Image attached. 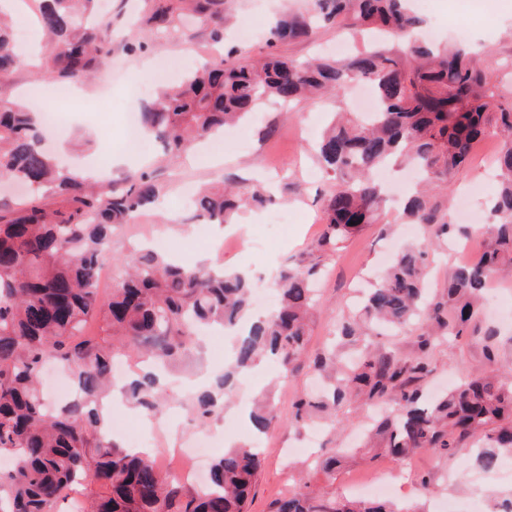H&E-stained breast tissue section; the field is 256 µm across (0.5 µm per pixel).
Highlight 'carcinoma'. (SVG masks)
Segmentation results:
<instances>
[{"mask_svg":"<svg viewBox=\"0 0 512 512\" xmlns=\"http://www.w3.org/2000/svg\"><path fill=\"white\" fill-rule=\"evenodd\" d=\"M409 0H313L306 15H290L269 32V46L308 41L322 23L352 18L378 36L374 47L343 60L301 62L276 52L253 64L235 51L218 55L200 71L161 88L142 108V127L177 153L192 140L217 135L248 117L264 99L290 105L327 99L336 106L321 134L316 157L333 177L324 194V220L317 250L333 254L366 224L384 221L386 199L373 181L374 170L407 163L418 169V189L407 201L408 223L429 233L422 245L395 254L368 289L359 314L342 322L343 336H366L378 328L402 331L422 320L418 354L403 358L365 348L356 361L342 364L317 353L310 367L329 384L321 400L299 396L292 421L305 424L319 413L337 429L338 410L348 398L383 402L391 412L371 430V447L409 459L421 450L455 448L470 437L481 441L475 464L484 472L512 459V363L493 350L496 333L477 324L481 293L491 278H512V101L496 85V68L474 63L463 44L416 45L407 37L421 24ZM96 0H40L37 22L54 45L51 73L61 79L83 77L106 54L97 27L88 23ZM213 0H200V24L223 39L224 16ZM181 14L173 4L150 17L157 27L175 26ZM25 57L0 20V76L22 68ZM367 81L377 112L370 119L347 117L342 105L349 84ZM494 136L496 190L489 219L475 229L484 236L482 252L458 265L448 277L446 296H424L426 248L440 246L455 227L438 198L441 186L465 171L474 145ZM29 193L0 208V454L14 458L0 470V512H54L73 500L86 479L101 488L79 512H248L261 456L247 443L235 444L212 462L207 483L188 486L165 473L151 455H136L103 436L100 408L111 391L116 357H149L177 367L189 359V344L200 327L234 329V359L211 385L190 401L195 419L208 422L230 399L238 376L265 356L285 369L298 361L309 341L308 322L317 305L318 264L284 270L277 286L276 310L251 319L250 279L227 269L177 262L152 248L130 252L124 279L112 293L99 295L96 274L108 252L112 228L131 224L159 197L152 177L141 173L120 188L93 183L61 163L41 145L38 119L27 105H0V178ZM267 196L253 190L243 197L233 186L206 187L196 193L195 217L209 224H233L241 207H261ZM102 334L86 333L90 318ZM487 364L441 398L428 402L419 383L432 372V342L479 333ZM53 355L71 373L75 395L59 406L39 387L44 360ZM127 401L155 416L172 395L151 369L123 386ZM276 419L267 393L249 412L255 435ZM272 512H402L388 500L334 495L317 498L298 492L277 501Z\"/></svg>","mask_w":512,"mask_h":512,"instance_id":"carcinoma-1","label":"carcinoma"}]
</instances>
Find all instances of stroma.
<instances>
[{"mask_svg": "<svg viewBox=\"0 0 512 512\" xmlns=\"http://www.w3.org/2000/svg\"><path fill=\"white\" fill-rule=\"evenodd\" d=\"M162 0H111L104 16L101 35L109 43L111 53L105 69L78 83L69 84L70 99L62 107L66 125L64 134L44 129V142L49 149L75 166L94 162L96 167L112 171L113 182L130 175L149 173L162 185L158 203L145 211L139 221L117 231L110 244L113 258V281H120L124 270L119 260L137 242L155 231H162L176 247L182 260L196 259L211 266L227 269L249 268L256 287L275 290L280 272L302 262L316 261L322 267L318 284L319 307L310 324L308 355L335 346L341 357L356 349L355 343L337 341L339 323L351 316L375 271L384 265L391 244L422 242L419 228H406L399 215H389L387 223L366 225L329 256H319L315 245L323 214L321 195L332 184L319 174L313 158V145L318 133L330 117L329 101H301L286 110L276 102L261 105L256 120L229 129L224 135V157L213 164L202 163L204 143H197L180 157L168 155L160 140L144 134L138 155L126 150L125 126L128 112L142 93L144 73L158 67L166 58L181 55L194 61L202 50L219 51L235 48L239 57L256 59L267 50L266 39L274 20L284 14L304 12L308 0H231L225 5L224 42L216 44L209 28L195 27L192 38L179 33L168 34L148 21ZM506 0H414L413 8L423 19L425 30L440 40L466 43L491 51L503 61L512 58V9ZM350 29L327 25L320 28L314 40L281 43L277 52L306 60L317 52L333 51L341 41H350ZM148 42L149 49L131 54L129 45ZM51 44L39 39L35 48L36 63L27 64L7 78L0 79V101L35 99L49 96L59 88L56 80H35L40 66L49 61ZM494 164L491 148L476 146L467 171L446 188L448 196L468 194L474 213L486 208L492 190L488 173ZM232 179L245 187L269 186L274 198L265 207L249 211V221L224 229L214 224L190 222V214L181 203V184L200 188L223 179ZM270 212H284V224L266 223ZM456 243L429 252L425 273L433 296L445 291L448 274L459 265ZM499 301L481 303L483 324L498 333L499 356L512 360V281L500 283ZM194 356L178 374L184 381L183 394H190L194 379L201 373L217 376L224 371L232 349L217 336L205 345H195ZM434 371L427 383L432 391L447 389L449 378L462 379L484 363L481 337L466 336L456 341L439 340L432 350ZM272 387L277 419L263 436L262 468L256 483L250 512H270L283 495L308 484L316 493L346 494L367 497L365 484L377 473H385L406 503L425 501L427 512H445L447 504H455L458 512H466L472 499L493 502L498 492L512 494V465L503 464L492 473L475 468L471 461L470 442H463L452 452H421L411 461L398 462L373 448L363 447L362 424L375 416L374 407L355 403L340 411L342 425L335 439L319 436L309 442L307 427L293 425L292 402L301 395L316 394L318 381L305 360L284 371L273 360L258 364L238 381L237 393L230 406L224 407L225 418L210 422L216 441L212 455H220L225 444L248 443L252 433L247 420L231 419L233 407L248 404L252 396ZM348 449V456L336 469L333 478L310 470L312 455L331 450ZM430 479L434 491L423 496L421 479Z\"/></svg>", "mask_w": 512, "mask_h": 512, "instance_id": "35a3bbf8", "label": "stroma"}]
</instances>
